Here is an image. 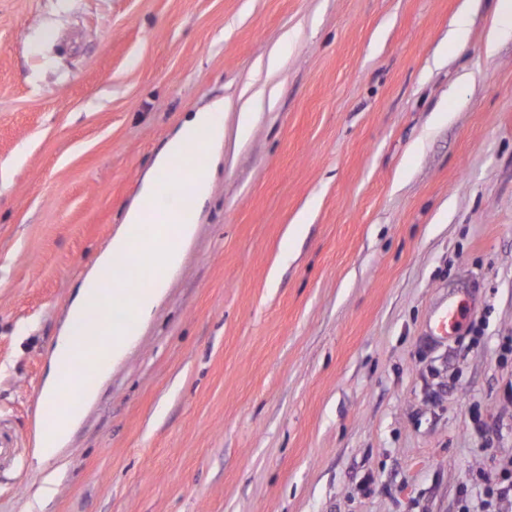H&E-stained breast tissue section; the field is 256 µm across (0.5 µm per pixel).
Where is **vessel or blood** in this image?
Wrapping results in <instances>:
<instances>
[{
  "mask_svg": "<svg viewBox=\"0 0 512 512\" xmlns=\"http://www.w3.org/2000/svg\"><path fill=\"white\" fill-rule=\"evenodd\" d=\"M179 166L182 170L179 179H172L166 174L159 176L154 193L144 201V207L149 212L170 216L191 213L194 197L192 184L203 170V160L186 155L180 159ZM110 350V343L101 332L80 328L65 351L62 366L68 371L81 365L91 371L109 355Z\"/></svg>",
  "mask_w": 512,
  "mask_h": 512,
  "instance_id": "1",
  "label": "vessel or blood"
}]
</instances>
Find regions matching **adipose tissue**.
<instances>
[{
  "label": "adipose tissue",
  "instance_id": "ef3b65f1",
  "mask_svg": "<svg viewBox=\"0 0 512 512\" xmlns=\"http://www.w3.org/2000/svg\"><path fill=\"white\" fill-rule=\"evenodd\" d=\"M224 140V123L221 104H213L195 112L186 119L175 134L167 141L157 158V167L172 166L178 151L200 145L206 155H213Z\"/></svg>",
  "mask_w": 512,
  "mask_h": 512
}]
</instances>
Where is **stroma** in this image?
<instances>
[{
	"label": "stroma",
	"mask_w": 512,
	"mask_h": 512,
	"mask_svg": "<svg viewBox=\"0 0 512 512\" xmlns=\"http://www.w3.org/2000/svg\"><path fill=\"white\" fill-rule=\"evenodd\" d=\"M496 6L0 0V428L17 440L0 512H479L512 472ZM217 100L224 145L183 263L36 468L33 403L76 286L165 142ZM450 305L464 321L433 335Z\"/></svg>",
	"instance_id": "obj_1"
}]
</instances>
